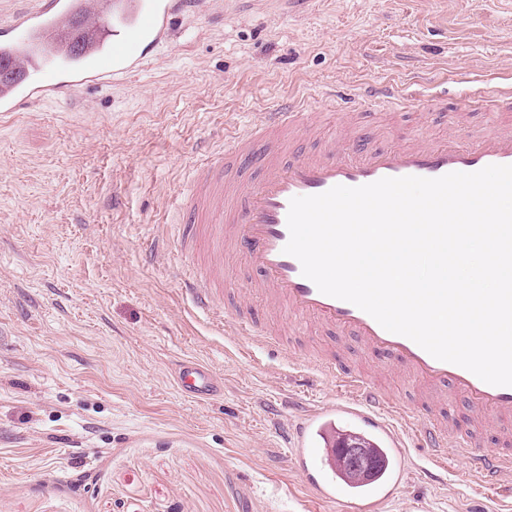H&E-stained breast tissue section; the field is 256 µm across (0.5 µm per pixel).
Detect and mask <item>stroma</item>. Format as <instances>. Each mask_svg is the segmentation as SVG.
Masks as SVG:
<instances>
[{"label": "stroma", "mask_w": 512, "mask_h": 512, "mask_svg": "<svg viewBox=\"0 0 512 512\" xmlns=\"http://www.w3.org/2000/svg\"><path fill=\"white\" fill-rule=\"evenodd\" d=\"M397 81L409 93L447 91L473 111V90L512 85V0H204L171 22L138 71L70 99L0 115V512H351L318 501L283 434L336 401L334 379L296 383L307 347L346 367L381 372L394 395L416 389L393 363L331 331L290 319L283 356L228 336L182 297L190 256L151 258L177 243V194L197 153L296 97ZM338 112L307 130L301 149L346 127ZM443 123L396 112L376 132L387 146L437 139ZM257 274L224 261V301L247 298ZM224 386L200 403L173 380L184 359ZM406 481L382 512H512V490L474 493L465 460L449 455L439 482L406 446Z\"/></svg>", "instance_id": "stroma-1"}]
</instances>
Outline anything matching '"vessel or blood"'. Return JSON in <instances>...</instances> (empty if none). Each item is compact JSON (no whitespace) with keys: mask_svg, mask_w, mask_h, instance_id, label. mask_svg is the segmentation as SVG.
<instances>
[{"mask_svg":"<svg viewBox=\"0 0 512 512\" xmlns=\"http://www.w3.org/2000/svg\"><path fill=\"white\" fill-rule=\"evenodd\" d=\"M197 0H40L37 7L0 23V63L20 70L21 78L0 83V112H19L35 101L67 97L85 86L101 85L135 71L164 39L175 13ZM87 43L83 56L68 53L77 40ZM342 101L352 112L380 115L405 107L437 114L457 128L459 113L449 111L448 95L424 99L403 95L398 84L356 86ZM476 109L499 116L494 130L468 132L466 140L411 141L375 147L369 136L347 132L311 155L287 152L285 135L305 128L309 113L295 102L265 112L260 123L233 137L223 152L210 156L196 171L189 189L178 196L182 216V253L199 257L182 290L199 313H218L225 334L243 336L258 350L275 347L276 339L234 305L217 309L224 292V250L242 256L260 275L267 305L289 316L353 336L367 349L392 357L397 369L412 378L419 406L402 403L386 391L377 376L355 372L332 359L314 362L316 376L337 379L340 400L307 414L291 432L296 458H305L311 425L334 413L371 424L397 453L404 440L396 423L411 420L412 431L427 448L434 468H444L448 450L463 455L480 488L512 481V386L488 384L467 369L431 356L411 339L384 329L353 304L321 293L302 274L297 258L285 254L290 233L287 215L292 198L323 193L343 185L358 187L386 177L437 178L452 172H476L489 165H512V86L476 95ZM177 387L187 396L209 401L222 385L202 363L181 362ZM459 394L470 405L459 421L431 411L442 392ZM500 447H485L484 433Z\"/></svg>","mask_w":512,"mask_h":512,"instance_id":"b4317fda","label":"vessel or blood"}]
</instances>
